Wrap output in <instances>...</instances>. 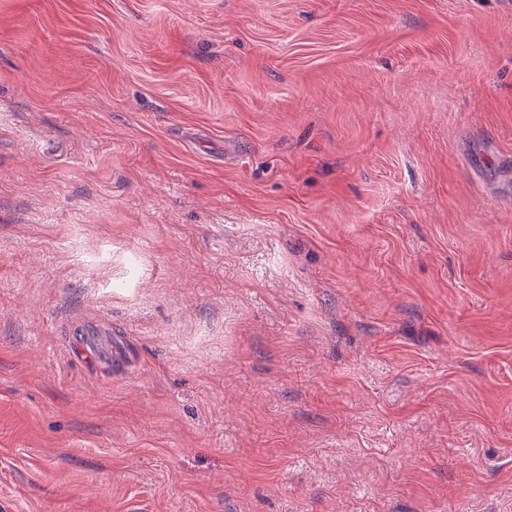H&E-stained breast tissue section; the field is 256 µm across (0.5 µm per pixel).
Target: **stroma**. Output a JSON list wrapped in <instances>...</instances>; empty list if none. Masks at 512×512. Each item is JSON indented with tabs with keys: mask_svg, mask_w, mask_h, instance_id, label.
Instances as JSON below:
<instances>
[{
	"mask_svg": "<svg viewBox=\"0 0 512 512\" xmlns=\"http://www.w3.org/2000/svg\"><path fill=\"white\" fill-rule=\"evenodd\" d=\"M0 512H512V0H0Z\"/></svg>",
	"mask_w": 512,
	"mask_h": 512,
	"instance_id": "stroma-1",
	"label": "stroma"
}]
</instances>
